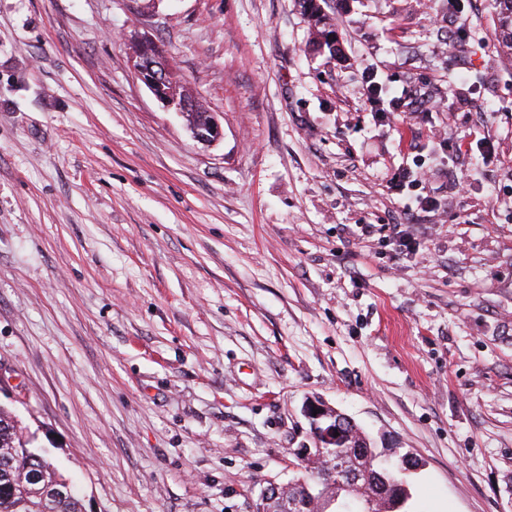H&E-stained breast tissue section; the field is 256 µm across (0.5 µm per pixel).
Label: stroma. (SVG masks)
<instances>
[{"instance_id":"obj_1","label":"stroma","mask_w":512,"mask_h":512,"mask_svg":"<svg viewBox=\"0 0 512 512\" xmlns=\"http://www.w3.org/2000/svg\"><path fill=\"white\" fill-rule=\"evenodd\" d=\"M0 0V403L89 512H253L317 399L413 453L405 512H512V56L491 0ZM149 37L218 117L137 80ZM473 72L454 93L457 58ZM448 106L376 126L364 68ZM488 138L407 221L388 172ZM465 182L455 192L456 182ZM411 223L396 255L385 225ZM137 45L138 48L134 52L132 60L137 79L167 110L180 114L185 112L187 125L190 126L192 136L196 141L207 145L217 141L221 136V126L218 118H213L211 114L213 112H207L208 109L198 101L195 107L187 112L193 104L192 101L179 98L181 96L192 98L186 90L173 80L171 84H173V88L179 97L173 94L171 90L166 89V86L170 85L172 62L165 50L149 38H141ZM210 122L211 128L199 129L207 127Z\"/></svg>"}]
</instances>
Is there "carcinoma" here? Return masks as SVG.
Listing matches in <instances>:
<instances>
[{
	"mask_svg": "<svg viewBox=\"0 0 512 512\" xmlns=\"http://www.w3.org/2000/svg\"><path fill=\"white\" fill-rule=\"evenodd\" d=\"M304 12L314 18L316 37L327 36L331 18L320 14L317 0H301ZM498 19V43L512 55V0H493ZM187 125L192 128L207 127L213 115L196 103L185 113ZM17 416L0 405V512H85V501L78 489L63 497L52 495V491L66 484L57 472L52 460L38 449L27 456L5 458L2 453L9 448H20ZM336 462L329 471H308L303 482L318 493L338 497L325 512H365V503L371 496L380 498V505H391L404 494L399 474L403 464L388 463L378 458L370 445L359 449L346 448L336 442ZM356 471L361 475L359 484L345 490L336 485L338 471Z\"/></svg>",
	"mask_w": 512,
	"mask_h": 512,
	"instance_id": "obj_1",
	"label": "carcinoma"
}]
</instances>
